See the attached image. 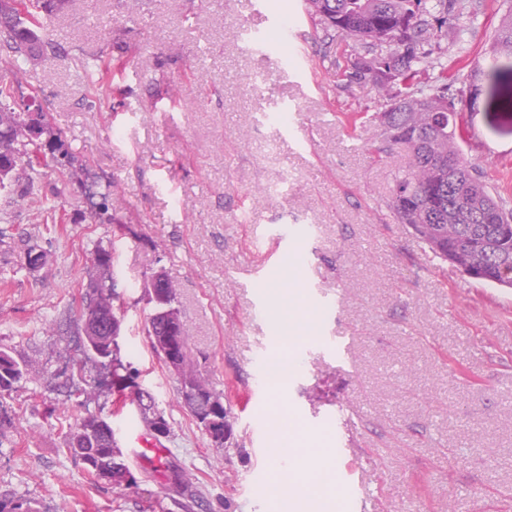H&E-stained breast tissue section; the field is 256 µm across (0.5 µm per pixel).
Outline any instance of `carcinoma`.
<instances>
[{
	"label": "carcinoma",
	"instance_id": "obj_1",
	"mask_svg": "<svg viewBox=\"0 0 512 512\" xmlns=\"http://www.w3.org/2000/svg\"><path fill=\"white\" fill-rule=\"evenodd\" d=\"M17 7L0 17V44H5L16 58L25 61L37 59L44 48L41 27L35 11L57 12L68 0H15ZM454 0H306L308 14L319 20L325 30L340 32L360 41H366L387 56L376 59L378 66H393L394 84L404 86V92L378 113L385 131L393 134L392 141L405 145L418 166L395 179L392 208L401 223L409 225L419 239L437 257L462 265L467 260L476 262L483 280L512 288V224H497L494 216H510L495 200L481 173L462 155L458 140L460 121L458 110L436 108L442 99L440 86L429 76L431 51L425 46L448 35L453 25ZM438 14L439 26L432 28L424 15ZM493 55L512 56V13L504 18L493 43ZM485 76L498 88L497 110L512 116V72L506 73L493 64ZM42 113L16 112L0 108V164L5 178L0 189L19 180L20 173L34 169L39 163L37 152L28 149V131L39 123ZM90 261L100 271L99 277L86 285V304L91 310L95 335L85 341L87 349L100 366L107 370L109 379H137L139 375L131 363L120 354L110 355V328L120 323V298L110 273L111 254L98 246L91 252ZM156 287L166 298L150 300L153 313L145 325L149 344L159 360L164 355L155 343V337L171 332L168 310L174 308L176 288L165 273L158 275ZM27 363L15 357L8 348L0 347V435L11 426L12 419L4 403L26 379ZM70 395L88 394L84 366H70ZM193 392L184 384L179 393L185 409L198 426L210 421V444L224 447V428L232 427L230 411L223 406L214 410L209 396L216 394L209 380L196 374ZM66 453L79 460L87 474L94 478L97 472H112V487L120 491L139 488V479L126 463L112 426L101 416L90 414L80 419L66 439ZM133 478L134 485L126 483ZM171 480L182 495L194 496V482L190 474L175 470ZM0 512H36L29 500L9 498L0 500Z\"/></svg>",
	"mask_w": 512,
	"mask_h": 512
}]
</instances>
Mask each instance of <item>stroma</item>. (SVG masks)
<instances>
[{"mask_svg": "<svg viewBox=\"0 0 512 512\" xmlns=\"http://www.w3.org/2000/svg\"><path fill=\"white\" fill-rule=\"evenodd\" d=\"M464 3L462 40L432 52L463 111L465 159L512 209V123L480 74L512 0ZM42 22L38 59L16 64L0 46V82L11 108L44 112L40 154L74 163L0 191V346L29 369L0 436V497L38 512H182L174 466L197 478L189 512H278L285 403L336 448L344 512H361L366 491L374 512H512V288L435 258L391 210L411 154L376 118L386 100L344 75L369 45L327 41L304 0H69ZM95 192L109 196L101 222ZM48 207L63 231L43 224ZM284 225L299 240L274 248ZM98 246L112 253L121 354L171 427L167 466L134 463L143 481L130 493L89 480L65 451L89 414L108 418L128 457L144 430L101 384L83 402L68 396L66 366L87 359L81 306ZM32 248L48 251L45 266H26ZM159 269L230 410L227 447L210 445L150 348L144 286ZM288 284L299 298L282 307L312 313L316 338L296 344L300 368L279 400L266 379L286 352L272 293Z\"/></svg>", "mask_w": 512, "mask_h": 512, "instance_id": "obj_1", "label": "stroma"}]
</instances>
